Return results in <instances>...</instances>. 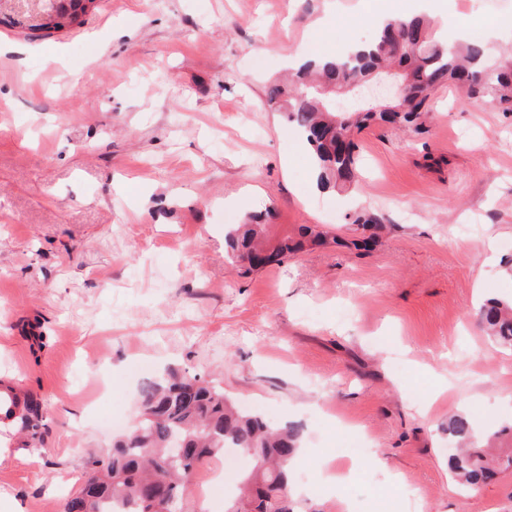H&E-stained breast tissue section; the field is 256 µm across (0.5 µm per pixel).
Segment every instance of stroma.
Listing matches in <instances>:
<instances>
[{"label": "stroma", "instance_id": "35a3bbf8", "mask_svg": "<svg viewBox=\"0 0 512 512\" xmlns=\"http://www.w3.org/2000/svg\"><path fill=\"white\" fill-rule=\"evenodd\" d=\"M357 4L512 46V0H94L78 27L0 26V382L47 417L40 448L0 429V512H63L167 367L303 424L302 512H512V468L463 491L446 431L512 418V350L478 315L512 297V114L438 88L421 132L364 129L358 186L325 189L266 104L297 55L365 37ZM361 212L387 226L366 249ZM254 213L340 242L246 270L224 231ZM328 459L360 467L333 490Z\"/></svg>", "mask_w": 512, "mask_h": 512}]
</instances>
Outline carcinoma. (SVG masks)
<instances>
[{"label":"carcinoma","instance_id":"obj_1","mask_svg":"<svg viewBox=\"0 0 512 512\" xmlns=\"http://www.w3.org/2000/svg\"><path fill=\"white\" fill-rule=\"evenodd\" d=\"M39 8L23 0L19 9L5 10L3 21L34 31L81 23L80 17L65 14L43 21ZM392 67L408 80L399 97L375 99L349 112L330 106L328 90L352 83L363 87ZM448 82L464 85L470 98H487L501 111L512 112V61L497 60L485 44L436 40L418 16L384 22L366 45L342 56L304 62L292 83H271L266 99L272 109L288 112V119L298 126L312 149L320 181L347 187L356 182L357 144L345 140L343 133L377 121L418 132L431 90ZM325 242L324 233L304 226L296 237L272 239L268 225L254 218L224 232L226 253L242 262L260 254L270 261L282 259L309 243ZM480 317L491 338L512 348V299H487ZM138 410L111 449L89 455L82 485L63 512H157L153 500L163 487L174 497L168 512H186L187 491L199 465L228 450L255 461L228 512H295L289 465L303 444L301 424H276L244 411L224 388L173 368L141 385ZM43 418L40 399L0 385V423L8 421L23 437L24 446L43 445ZM448 441L455 448L448 455L451 476L465 488L479 487L497 466L512 467V451L505 456L496 453L512 448V420L480 434L469 416L455 414L448 417Z\"/></svg>","mask_w":512,"mask_h":512}]
</instances>
